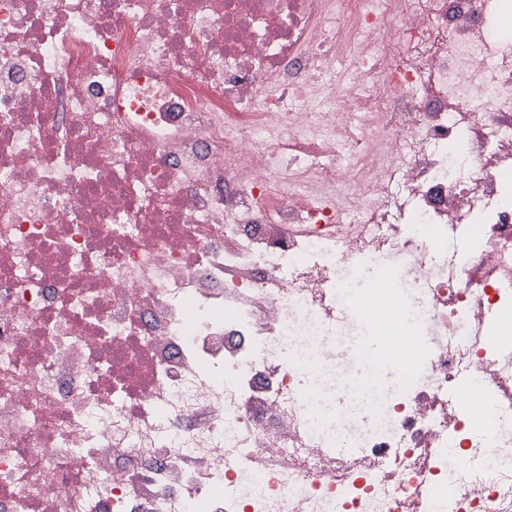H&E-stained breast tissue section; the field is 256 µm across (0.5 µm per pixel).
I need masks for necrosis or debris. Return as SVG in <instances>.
Here are the masks:
<instances>
[{"instance_id":"4bbe7bcc","label":"necrosis or debris","mask_w":512,"mask_h":512,"mask_svg":"<svg viewBox=\"0 0 512 512\" xmlns=\"http://www.w3.org/2000/svg\"><path fill=\"white\" fill-rule=\"evenodd\" d=\"M507 14L0 0V512H512ZM373 257L424 341L336 418ZM482 389V382L479 379H474L463 391L462 397L465 405L470 410L472 418L476 421H482L486 427H490L494 424V421L490 420L491 412L484 399Z\"/></svg>"}]
</instances>
